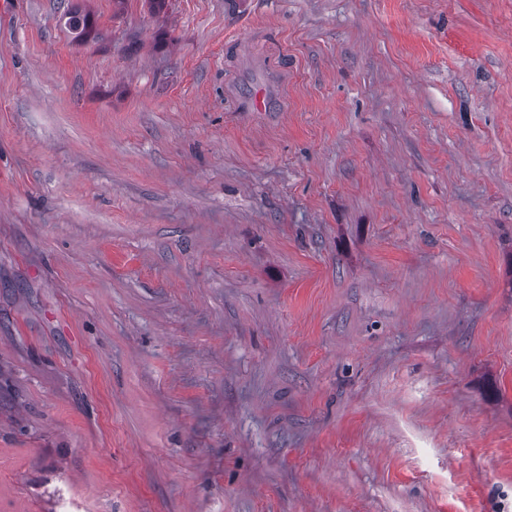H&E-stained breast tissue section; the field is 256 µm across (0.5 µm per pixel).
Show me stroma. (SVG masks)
Segmentation results:
<instances>
[{"label": "stroma", "instance_id": "1", "mask_svg": "<svg viewBox=\"0 0 512 512\" xmlns=\"http://www.w3.org/2000/svg\"><path fill=\"white\" fill-rule=\"evenodd\" d=\"M0 512H512V0H0Z\"/></svg>", "mask_w": 512, "mask_h": 512}]
</instances>
